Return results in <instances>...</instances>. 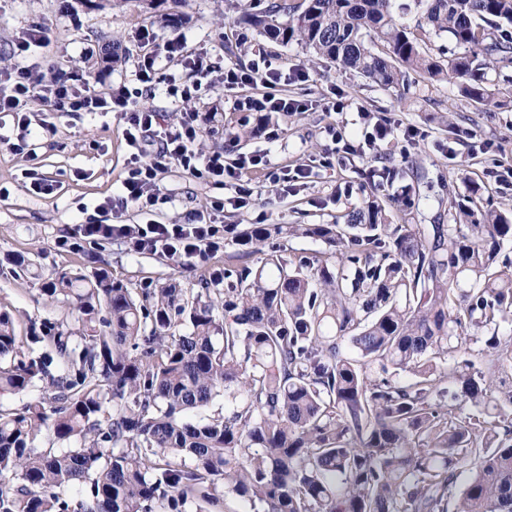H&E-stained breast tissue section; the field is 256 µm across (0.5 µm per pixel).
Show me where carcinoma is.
Wrapping results in <instances>:
<instances>
[{"instance_id": "cac0c4a2", "label": "carcinoma", "mask_w": 512, "mask_h": 512, "mask_svg": "<svg viewBox=\"0 0 512 512\" xmlns=\"http://www.w3.org/2000/svg\"><path fill=\"white\" fill-rule=\"evenodd\" d=\"M423 1L420 32L465 54H427L394 0H268L244 23L381 88L422 72L486 102L512 0ZM457 215L392 224L373 186L343 224L276 228L328 245L311 256L265 250L254 224L259 264L194 288L44 278L75 324L21 336L0 311V512H186L226 492L252 512H512V213L471 198ZM426 50L431 54L437 55V57L441 56L442 59L454 58L465 52L464 47L457 45L446 35H441L440 37L433 35L431 41L428 42Z\"/></svg>"}]
</instances>
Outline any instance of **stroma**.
<instances>
[{
    "instance_id": "stroma-1",
    "label": "stroma",
    "mask_w": 512,
    "mask_h": 512,
    "mask_svg": "<svg viewBox=\"0 0 512 512\" xmlns=\"http://www.w3.org/2000/svg\"><path fill=\"white\" fill-rule=\"evenodd\" d=\"M250 0H0V68L24 66L42 81L62 72L100 77L102 86L136 88L137 62L148 44L181 38L185 55L204 57L207 76L180 70L182 84L198 85L193 108L206 113L200 143L234 161L259 149L269 152L268 170L251 173L255 203L237 209L225 206L220 219L232 232L209 264L192 266L161 254L133 252L115 238L83 250L59 252L58 238L77 225L105 220L103 200L116 191L131 149L125 124L113 112L51 111L40 102L28 114L29 151L0 145V307L20 316L18 332L31 324L71 321L68 308L47 301L39 288L44 277L62 270L86 272L106 268L113 278L139 286L174 280L189 288L203 274L223 268L229 257L256 265L258 257L238 245L237 233L254 224H341L367 201L361 189L369 169L385 164L398 168L394 181L380 184L387 199L410 197L420 224H449L454 206L479 186L484 209H512V66L485 70L484 84L497 100L491 108L462 97L454 81H433L411 74L400 86L380 88L359 74L335 64L310 63L297 42L275 43L240 24ZM179 23L164 22L165 14ZM42 24V47L14 55L15 40L34 24ZM275 66H307L310 78L285 86L288 96L307 101L308 111L279 116L267 135L235 142L244 113L236 99L261 93L258 85L224 90V69L249 65L255 52ZM340 99L343 113L327 110ZM385 118L395 132L384 142L365 143L363 131ZM336 127L339 141L327 136ZM416 130L413 138L405 130ZM334 165H324L328 152ZM309 167L305 185L284 190L274 173L299 165ZM53 181L52 194H38L33 183ZM157 204L128 210L126 224H172L183 213L205 211L209 201L230 196V189L172 166L156 179Z\"/></svg>"
}]
</instances>
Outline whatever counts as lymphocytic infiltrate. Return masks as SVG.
<instances>
[{"mask_svg":"<svg viewBox=\"0 0 512 512\" xmlns=\"http://www.w3.org/2000/svg\"><path fill=\"white\" fill-rule=\"evenodd\" d=\"M203 70L202 59L183 53L181 42L171 40L147 49L139 63L136 79L140 90L126 85L112 87L104 92L89 80L72 83L69 76L54 78L42 84L31 79L27 69L7 67L0 69V112H14L19 116V128H26V111L34 101H41L54 109L69 112H118L125 119V140L132 150L126 175L117 193L104 199L101 210L114 217L110 224H81L74 235L55 242L59 251H72L82 244H96L104 239L121 238L130 242L134 251H151L190 264L204 263L224 245V227L216 217L224 211V201L213 198L205 213L193 212L179 224H125L122 215L132 207L146 209L155 205L152 187L158 172L173 165L181 166L195 177L206 178L234 190V204L247 205L253 189L243 174L249 168L268 166L267 154L255 153L228 164L220 152H205L198 148L203 116L188 109L182 112L176 124L164 127L158 123L156 112L141 109L137 100L144 91H152L158 84H166L171 95L188 103L189 89L181 87L173 65ZM308 77L304 68H274L258 62L249 68L230 67L224 71L225 89L238 85H262L263 93L256 97L236 100L234 108L254 115L263 121L268 113L303 112L307 103L293 99L280 90L282 83L303 81Z\"/></svg>","mask_w":512,"mask_h":512,"instance_id":"1","label":"lymphocytic infiltrate"}]
</instances>
